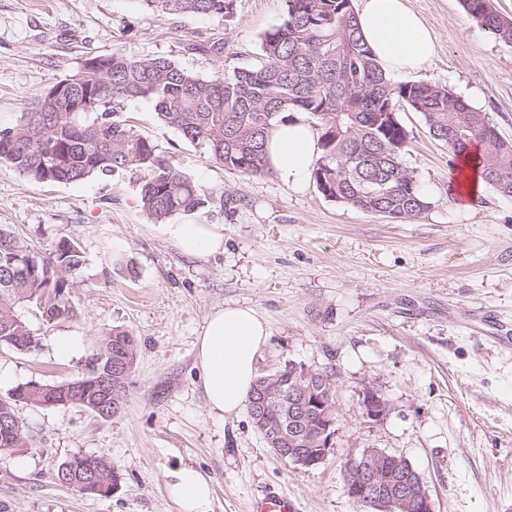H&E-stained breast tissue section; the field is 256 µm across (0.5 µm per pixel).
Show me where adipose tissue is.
<instances>
[{"label": "adipose tissue", "instance_id": "obj_1", "mask_svg": "<svg viewBox=\"0 0 512 512\" xmlns=\"http://www.w3.org/2000/svg\"><path fill=\"white\" fill-rule=\"evenodd\" d=\"M409 0H359L360 31L383 72L406 80L428 69L437 55L436 38ZM478 147L463 153L448 178V193L459 209L474 213L484 181L476 165ZM322 154L319 134L302 112L282 114L271 125L266 143V166L294 192H304ZM165 233L188 256L224 251L220 224H168ZM269 328L253 307L224 305L210 313L196 341V364L202 375L209 411L237 415L245 406L258 376L257 363L267 345ZM171 496L179 512H207L212 484L190 465L173 473Z\"/></svg>", "mask_w": 512, "mask_h": 512}]
</instances>
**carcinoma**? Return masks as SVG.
Returning a JSON list of instances; mask_svg holds the SVG:
<instances>
[{"label":"carcinoma","mask_w":512,"mask_h":512,"mask_svg":"<svg viewBox=\"0 0 512 512\" xmlns=\"http://www.w3.org/2000/svg\"><path fill=\"white\" fill-rule=\"evenodd\" d=\"M160 15L223 17L234 0H144ZM464 8L498 40H512V17L490 0H462ZM280 25L261 38V63L230 76L193 74L166 57L130 59L119 52L89 59L98 65L63 80L65 98L44 92L12 127L0 129V163L41 182L75 183L145 170L138 187L144 211L165 222L224 195L200 189L125 117V104L148 100L158 120L187 141L204 147L224 168L241 174L267 172L265 145L271 122L284 112H305L321 129L323 155L312 173L318 191L365 212L413 219L430 207L403 162L407 131L396 112L399 103L422 115L430 134L460 153L481 148L479 168L487 185L512 196V143L504 140L482 112L446 87L397 84L387 78L361 35L353 0H287ZM84 263L79 244L59 239L47 255L33 252L0 226V336H38L36 322L52 323L75 315L74 282L63 276ZM28 299L17 300V289ZM19 319V331L2 329ZM112 360L132 345L133 336L114 329ZM271 379L274 390L293 391L289 364L260 374L248 401H255ZM323 410L308 419L302 436L314 460L321 447ZM102 481L116 489L120 473L102 460Z\"/></svg>","instance_id":"carcinoma-1"}]
</instances>
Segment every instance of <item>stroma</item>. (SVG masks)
<instances>
[{"mask_svg":"<svg viewBox=\"0 0 512 512\" xmlns=\"http://www.w3.org/2000/svg\"><path fill=\"white\" fill-rule=\"evenodd\" d=\"M410 5L439 46L419 82L461 95L512 141V44L461 0ZM286 10L285 0H234L222 18L162 16L144 0H0V128L97 55L162 56L205 78L256 66L263 35ZM215 42L223 54L209 52ZM125 115L199 187L233 197L230 207L176 218L223 225L224 252L182 254L142 210L140 172L56 184L0 163V225L41 254L63 237L84 252L71 275L75 317L42 325L31 350L0 345V372L10 375L0 398L29 383L82 379L113 329L136 343L124 408L110 420L79 405L17 403L25 439L0 450V512H176L168 486L184 464L210 478L208 512H250L272 488L298 512H361L344 473L366 448L407 459L434 512H512V351L456 321L482 310L512 323V197L486 189L463 218L448 195L452 151L403 105V161L429 186L430 206L402 222L327 199L313 184L295 194L273 174L225 170L163 125L149 101L127 103ZM227 304L255 307L269 324L259 371L291 362L333 373L335 434L319 466L274 454L248 413L209 412L195 343L210 312ZM60 335L79 337L81 352L57 357ZM368 385L390 405L378 422L361 415ZM84 455L118 467L111 495L58 481V467Z\"/></svg>","mask_w":512,"mask_h":512,"instance_id":"1","label":"stroma"}]
</instances>
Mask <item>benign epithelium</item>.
Masks as SVG:
<instances>
[{
	"mask_svg": "<svg viewBox=\"0 0 512 512\" xmlns=\"http://www.w3.org/2000/svg\"><path fill=\"white\" fill-rule=\"evenodd\" d=\"M130 365L112 371V341H107L104 348L89 364L84 379L55 387H25L23 399L39 406H54L61 402H83L92 407L101 417L109 419L119 412L120 400L114 396L112 383H121L129 371ZM295 379L294 392L284 404L286 416L292 426L302 427L315 405L324 409L323 416L330 420L326 401L313 398L317 390L324 388L322 372L304 366H293ZM18 418L5 412L0 414V439L12 446L18 442ZM392 455L379 448H366L358 456L349 459L347 465L350 477L346 491L350 497L364 509L374 512H433L430 496L424 483L414 486V482L395 480L388 476L385 465ZM103 482L99 469L91 458L77 470V479L71 486L81 492L101 493Z\"/></svg>",
	"mask_w": 512,
	"mask_h": 512,
	"instance_id": "obj_1",
	"label": "benign epithelium"
}]
</instances>
